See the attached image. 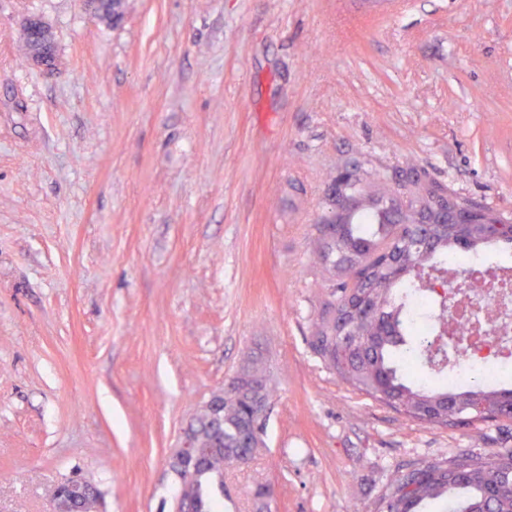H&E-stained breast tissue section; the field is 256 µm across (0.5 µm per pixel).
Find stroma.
I'll use <instances>...</instances> for the list:
<instances>
[{"label": "stroma", "instance_id": "35a3bbf8", "mask_svg": "<svg viewBox=\"0 0 512 512\" xmlns=\"http://www.w3.org/2000/svg\"><path fill=\"white\" fill-rule=\"evenodd\" d=\"M42 17L54 71L31 69ZM427 180L512 218V0H0V512L80 471L161 512L182 431L249 359L267 452L231 512H377L392 474L512 448V421L405 420L309 346L318 227L348 176ZM51 29L39 16H30L23 25V37L26 56L31 66L39 69H49L55 64V42L50 38Z\"/></svg>", "mask_w": 512, "mask_h": 512}]
</instances>
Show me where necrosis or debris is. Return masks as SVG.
<instances>
[{
	"instance_id": "necrosis-or-debris-1",
	"label": "necrosis or debris",
	"mask_w": 512,
	"mask_h": 512,
	"mask_svg": "<svg viewBox=\"0 0 512 512\" xmlns=\"http://www.w3.org/2000/svg\"><path fill=\"white\" fill-rule=\"evenodd\" d=\"M462 269L468 284L449 289L444 322L435 321L428 297H420L415 308L420 335L465 337L467 346L451 370L457 380L499 373L512 365V267L491 265L477 254L464 259Z\"/></svg>"
}]
</instances>
